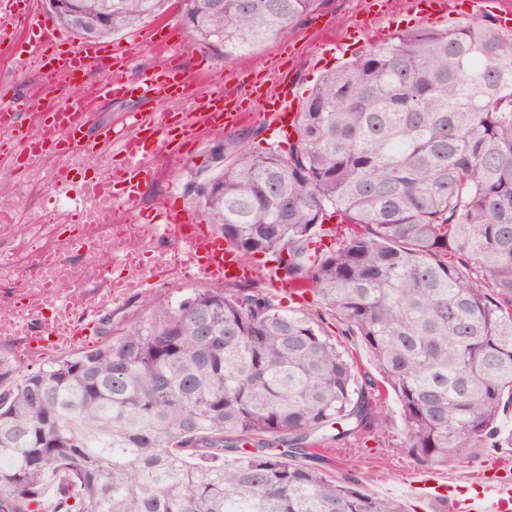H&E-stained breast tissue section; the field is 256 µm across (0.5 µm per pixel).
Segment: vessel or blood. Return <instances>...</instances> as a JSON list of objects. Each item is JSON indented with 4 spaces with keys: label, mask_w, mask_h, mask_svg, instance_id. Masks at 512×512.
I'll list each match as a JSON object with an SVG mask.
<instances>
[{
    "label": "vessel or blood",
    "mask_w": 512,
    "mask_h": 512,
    "mask_svg": "<svg viewBox=\"0 0 512 512\" xmlns=\"http://www.w3.org/2000/svg\"><path fill=\"white\" fill-rule=\"evenodd\" d=\"M0 8V28L17 26L22 20L36 13L37 0H5ZM415 14L422 20H432L456 10L474 15L477 0H412ZM28 52L48 67L50 81L44 82L37 93L46 100V108L40 112V127L36 132L20 131L15 122L21 101L12 97L0 101V137L12 141L13 149L0 151V158L7 160L11 168L31 167L45 161L46 157L80 155L82 161L99 159L93 167L92 176L86 180L89 196H112L121 190L126 202H135L140 185L151 174L144 161L148 141H168L172 132H179L182 139L194 143L204 133L219 132L240 124L243 109L236 99L226 97L223 89L192 92L191 82L182 77L174 62L170 45H163L159 61L152 70L132 79L105 78L96 86L77 89L74 95L57 96L55 77L70 72H86L96 64L112 60L116 64L128 61L126 49L106 42L73 43L60 28L48 26L30 36ZM94 98L141 101L147 98L156 101L155 109L147 112H132L127 116V132L118 136L111 128H101L96 136H88L87 125L91 112L90 101ZM188 99L192 109L188 112H171L165 102ZM266 110L280 132L291 129L296 113L295 98L289 90L267 99ZM120 152L123 163L114 168L107 160L113 152ZM151 223L162 225L164 236L180 244L186 263L193 268L196 278L202 281L222 282L230 279H251L254 268L242 263L235 251L214 236L206 225L197 223L187 211L174 205H165L150 218ZM63 245L88 255L98 252L101 238L90 231L88 225L80 223L76 231L64 238ZM53 252H37L25 256V272L31 287L37 288L38 296L30 302L15 307L13 332L28 336H73L76 325L65 318L53 322H39L38 316L52 299V290L57 282L46 277L47 268L59 264ZM457 512H512V483L501 482L496 487L478 492L475 496L456 503Z\"/></svg>",
    "instance_id": "b4317fda"
}]
</instances>
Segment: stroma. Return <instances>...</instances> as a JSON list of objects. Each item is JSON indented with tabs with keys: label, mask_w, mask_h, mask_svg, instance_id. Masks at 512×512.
<instances>
[{
	"label": "stroma",
	"mask_w": 512,
	"mask_h": 512,
	"mask_svg": "<svg viewBox=\"0 0 512 512\" xmlns=\"http://www.w3.org/2000/svg\"><path fill=\"white\" fill-rule=\"evenodd\" d=\"M359 25L364 31L351 50L337 54L326 51L325 39L347 40ZM420 25L411 10V0H389L386 12L380 15L368 14L367 0H326L287 35L269 37L224 61L212 48L191 38L175 11L146 19L138 32L145 36L155 27H163L165 35L178 47L187 76L221 85L225 93L243 100L250 112L247 128L259 130L262 138L271 142L279 140L280 134L265 117L264 98L285 84L297 99H304L328 71L357 59L371 46L388 41L398 32ZM40 80L38 61L17 64L8 44L0 43V97L33 90ZM217 140V134H210L201 145L188 148L180 159L164 149L150 147L148 161L153 175L143 183L136 203H126L120 196L113 198V223L145 217L171 200L185 210L197 211L198 206L185 187L208 165ZM62 162L76 169L81 166L76 156L63 161L56 157L46 160L36 175L28 169L0 166V189L11 195L10 208L0 218V315L8 313L16 302L14 261L29 251L55 246V239L42 222L48 214L65 213L67 196L76 195L81 189L84 178L80 175L67 191L54 189L52 172ZM18 184L27 189L20 198L11 194ZM127 252L139 253L141 267L123 263L122 256ZM159 259L169 264V274L162 281L151 275V268ZM92 260L120 284L111 302L80 310L81 336L43 357L31 355L34 342L29 337L0 336V391L13 388L23 376L49 363L95 350L110 340L113 332L141 316L144 302H170L202 287L184 265L178 246L164 239L153 224L145 225L143 232L123 237L112 250L98 251ZM283 304L316 320L325 336L353 357L358 372L378 376L360 338L342 335L338 319L319 295L309 293L297 302L287 297ZM381 405L386 419L379 426L341 441L330 437L315 446V453L324 460L326 475L336 480L355 478L367 494L398 501L407 512H455L451 500H418L408 494V481L429 473L430 468L406 448V430L396 395L384 393ZM501 464L506 465L507 475L512 478V455L507 453L485 454L439 469L438 474L449 486L469 492L496 475Z\"/></svg>",
	"instance_id": "stroma-1"
}]
</instances>
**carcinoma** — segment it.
Segmentation results:
<instances>
[{"instance_id": "carcinoma-1", "label": "carcinoma", "mask_w": 512, "mask_h": 512, "mask_svg": "<svg viewBox=\"0 0 512 512\" xmlns=\"http://www.w3.org/2000/svg\"><path fill=\"white\" fill-rule=\"evenodd\" d=\"M164 0H49L103 41ZM220 59L284 34L322 0H176ZM248 129L192 179L208 224L246 263L316 292L396 394L408 450L448 468L512 450V31L485 16L418 28L327 74L288 148ZM353 233L326 249L325 220ZM98 349L0 394V512H404L326 477L308 451L385 421L381 386L311 317L239 283L196 290ZM272 436L279 451L245 441Z\"/></svg>"}]
</instances>
